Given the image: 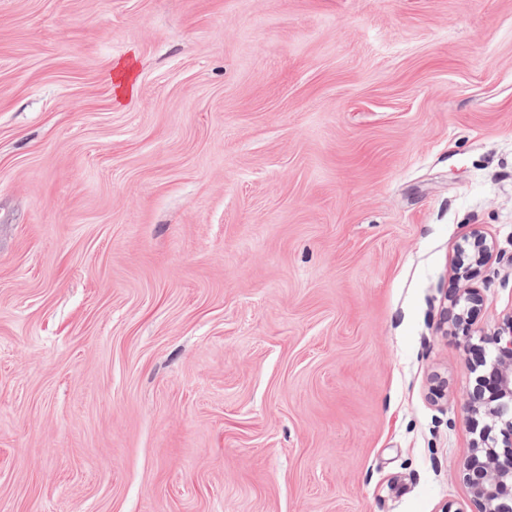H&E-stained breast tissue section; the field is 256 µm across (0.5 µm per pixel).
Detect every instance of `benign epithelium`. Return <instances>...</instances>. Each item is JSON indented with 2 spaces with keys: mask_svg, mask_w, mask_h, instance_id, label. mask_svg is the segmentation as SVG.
<instances>
[{
  "mask_svg": "<svg viewBox=\"0 0 512 512\" xmlns=\"http://www.w3.org/2000/svg\"><path fill=\"white\" fill-rule=\"evenodd\" d=\"M469 239L475 265L479 266L492 245L477 230L471 232ZM481 301V295L471 288L458 291L452 298V305L460 308L454 315L455 328L467 342L472 339L469 313ZM483 340L493 348L479 356L485 374L479 377L477 387L470 394L469 407L473 412L484 407L491 416L505 420V448L498 452L490 431H485L474 442L473 453L462 463V470L468 476L478 512H512V314L502 327ZM480 453L486 454L487 463L480 462Z\"/></svg>",
  "mask_w": 512,
  "mask_h": 512,
  "instance_id": "benign-epithelium-1",
  "label": "benign epithelium"
}]
</instances>
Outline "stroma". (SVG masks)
<instances>
[{"label":"stroma","instance_id":"1","mask_svg":"<svg viewBox=\"0 0 512 512\" xmlns=\"http://www.w3.org/2000/svg\"><path fill=\"white\" fill-rule=\"evenodd\" d=\"M475 229L512 0H0V512H478ZM112 91L117 100L130 98L137 93V84L132 79V70L125 63H117L114 67ZM474 288H463L459 290L452 298L453 307H460V312L454 315L455 328L461 331V335L467 343L472 339V329L469 323V313L481 301V295L473 290Z\"/></svg>","mask_w":512,"mask_h":512}]
</instances>
